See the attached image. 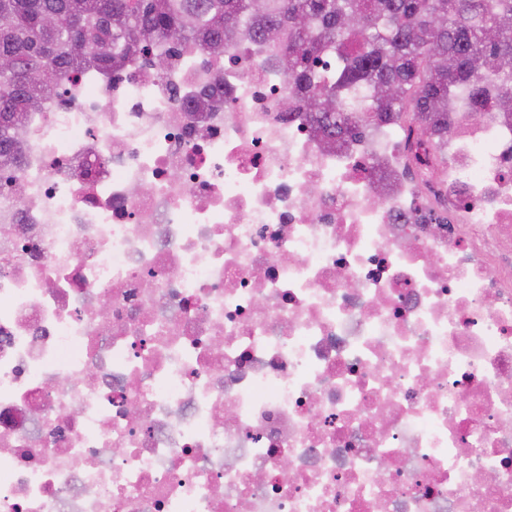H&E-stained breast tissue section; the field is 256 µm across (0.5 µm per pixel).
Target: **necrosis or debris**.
<instances>
[{
	"label": "necrosis or debris",
	"mask_w": 512,
	"mask_h": 512,
	"mask_svg": "<svg viewBox=\"0 0 512 512\" xmlns=\"http://www.w3.org/2000/svg\"><path fill=\"white\" fill-rule=\"evenodd\" d=\"M166 52L0 164V512H512V125L329 147Z\"/></svg>",
	"instance_id": "1"
}]
</instances>
